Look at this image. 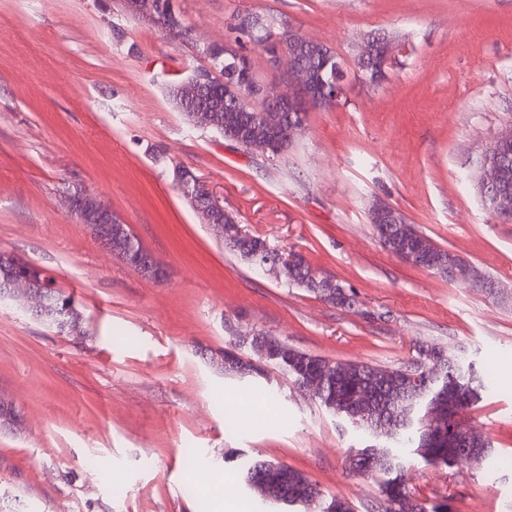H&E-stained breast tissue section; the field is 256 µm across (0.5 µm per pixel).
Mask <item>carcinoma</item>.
Wrapping results in <instances>:
<instances>
[{"label": "carcinoma", "instance_id": "cac0c4a2", "mask_svg": "<svg viewBox=\"0 0 512 512\" xmlns=\"http://www.w3.org/2000/svg\"><path fill=\"white\" fill-rule=\"evenodd\" d=\"M277 42L288 47L290 54L297 58L317 55L319 67L314 82H329L338 74H345L344 65L336 53L328 46L314 43L290 31H283ZM211 60V67L220 73L217 87L200 92L189 100L188 106L196 111L218 114V123L211 128L233 140L242 137L239 145L250 154L266 159H277L284 155L295 141L288 135V125L280 127V144H272L274 133L263 124L250 123L251 113L257 108L275 111L279 102L275 99L244 102L240 92L241 79L255 75L252 63L238 54V50L224 44L213 45L204 52ZM380 239L390 250L408 251L413 255L412 262L443 277L446 271L434 267L432 258L448 256L437 251L426 242V235L412 224L404 229L394 224L374 225ZM230 218H224V243L232 251L251 265L268 270L265 264L266 241L258 236L238 238L232 233ZM313 267L304 259H299L294 268L280 272V279L289 284L307 288L324 301L339 307H351L352 302L343 295L341 288L320 289L313 282ZM39 302L52 307L66 306L72 299L57 288L35 289ZM415 361L427 365V372L407 381L400 376L407 367L384 369L367 363L350 365L352 376L342 377L322 366L329 360L298 350H288V357L270 360L291 377L294 382L315 375L321 379L322 387L317 396L327 410L346 417L356 427L374 437H386L389 444H375L357 451L350 459V466L356 471L364 470L362 456L371 459L367 472H399L393 479L382 485L384 512H441L442 507H428L407 491L404 481V464L400 449L412 448V452L427 462L448 464L459 460L466 452L477 451L486 457L491 445L482 433L469 431L468 440L457 443L446 437L434 444L428 443L423 420L430 413L448 412V401L456 403L457 409L466 408L482 398L484 390L474 363L448 352L437 344H423L416 349ZM371 388L373 404L364 413L359 412L355 396L363 388ZM245 482H275L281 493L287 496L285 503H292L291 496L303 487L311 488L315 494L313 503L319 512H351L348 503L340 498H332L323 503V493L302 472L279 462L258 460L251 463L244 474Z\"/></svg>", "mask_w": 512, "mask_h": 512}]
</instances>
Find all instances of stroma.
Listing matches in <instances>:
<instances>
[{
    "mask_svg": "<svg viewBox=\"0 0 512 512\" xmlns=\"http://www.w3.org/2000/svg\"><path fill=\"white\" fill-rule=\"evenodd\" d=\"M191 41L121 0H0V252L41 266L84 318L57 333L0 303V495L32 512H307L260 500L244 467L280 462L353 512H381L382 476L353 472L375 437L328 411L280 368L230 376L210 361L263 333L343 363L399 367L435 343L488 387L461 410L485 461L430 464L404 453L414 497L447 512L512 502V301L395 256L369 206L381 199L437 246L512 292V221L484 204L482 151L512 125V0H174ZM323 43L346 94L309 109L270 161L194 127L169 90L209 66L234 18ZM399 35L377 85L359 80L364 41ZM206 181L245 230L304 256L353 298L333 306L254 269L202 222L173 180ZM94 193L167 269L157 282L104 247L64 197Z\"/></svg>",
    "mask_w": 512,
    "mask_h": 512,
    "instance_id": "stroma-1",
    "label": "stroma"
}]
</instances>
